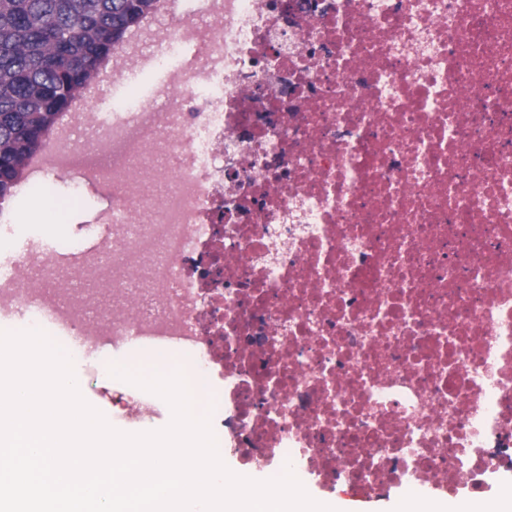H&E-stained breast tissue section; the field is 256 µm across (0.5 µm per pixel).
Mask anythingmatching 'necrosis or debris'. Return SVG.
<instances>
[{
	"mask_svg": "<svg viewBox=\"0 0 512 512\" xmlns=\"http://www.w3.org/2000/svg\"><path fill=\"white\" fill-rule=\"evenodd\" d=\"M207 14L155 31L162 101L128 96L125 124L77 103L32 161L112 201L95 287L42 308L189 350L249 465L483 492L512 474V0Z\"/></svg>",
	"mask_w": 512,
	"mask_h": 512,
	"instance_id": "4bbe7bcc",
	"label": "necrosis or debris"
}]
</instances>
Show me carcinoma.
Instances as JSON below:
<instances>
[{"instance_id": "cac0c4a2", "label": "carcinoma", "mask_w": 512, "mask_h": 512, "mask_svg": "<svg viewBox=\"0 0 512 512\" xmlns=\"http://www.w3.org/2000/svg\"><path fill=\"white\" fill-rule=\"evenodd\" d=\"M158 0H0V204Z\"/></svg>"}]
</instances>
